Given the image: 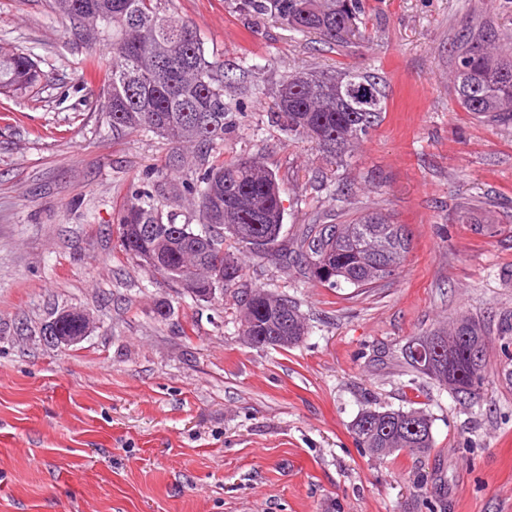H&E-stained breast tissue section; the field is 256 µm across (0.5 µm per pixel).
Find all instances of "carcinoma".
Returning <instances> with one entry per match:
<instances>
[{
    "label": "carcinoma",
    "instance_id": "carcinoma-1",
    "mask_svg": "<svg viewBox=\"0 0 512 512\" xmlns=\"http://www.w3.org/2000/svg\"><path fill=\"white\" fill-rule=\"evenodd\" d=\"M161 0H53L54 10L69 23L72 35L112 47V61L86 58L82 75L99 74L106 89L98 101L112 135L125 137L151 131L166 139L171 151L163 164L146 172L127 194L116 218L120 249L135 258L154 279L182 288L192 297L210 287L209 272L224 267V285L243 276L239 258L224 251L228 235L237 250L274 261L280 250L267 239L266 226L283 228L285 209L275 174L251 158L224 162L220 145L236 129L241 99L225 98L231 85L224 61L206 55L204 42L191 22L166 12ZM256 17L270 15L301 33H316L328 43L345 44L359 31L365 0H241ZM512 37L487 25L463 28L454 38L452 78L458 105L494 122L512 123V48L498 43ZM41 60L28 50L0 46V95H31L40 90L45 73ZM366 85L375 98L368 112L354 108L347 90ZM387 94L381 79L367 71L301 70L285 76L275 92L272 122L288 139H310L329 162L342 159L383 120ZM194 160L191 177L180 183L171 175ZM188 199L201 229L177 223L163 212L170 199ZM404 225L370 213L349 224H310L290 251L293 264L309 280L328 288L350 285L376 288L398 275L410 251ZM161 254L152 264L147 257ZM308 327L296 304L262 290L244 302L242 333L256 346L262 336L273 346L298 345ZM489 326L463 316L447 331L434 330L411 338L403 350L405 363L418 374L466 395L456 384L487 377L486 363L474 365L469 350L487 342ZM439 341L443 353L424 365L408 350ZM359 447L373 456L406 450L423 457L433 448L432 421L424 411L367 409L354 425Z\"/></svg>",
    "mask_w": 512,
    "mask_h": 512
}]
</instances>
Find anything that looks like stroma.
Listing matches in <instances>:
<instances>
[{"mask_svg":"<svg viewBox=\"0 0 512 512\" xmlns=\"http://www.w3.org/2000/svg\"><path fill=\"white\" fill-rule=\"evenodd\" d=\"M208 54L259 67L243 88L224 158L275 172L280 249L304 225L378 212L411 251L384 286L313 284L287 261L243 257L218 301L153 280L120 251L131 182L167 142L114 137L78 82L101 45L66 31L52 0H0V45L40 58L38 93L0 97V512H512V125L461 109L450 44L462 25L512 32V0H368L366 39L321 43L239 0H163ZM367 70L385 117L343 161L272 123L274 92L299 70ZM466 222H459V214ZM288 295L309 332L296 347L250 345L247 292ZM89 313L78 344L42 330ZM462 315L493 334L488 382L458 402L410 372L401 348ZM426 410L428 457H376L353 425L368 408ZM77 317V313L73 311H64L60 313L53 321H51L45 330L46 338L56 345L71 346L79 343L90 329V322L86 323V327L79 333L72 336H62L59 331V319Z\"/></svg>","mask_w":512,"mask_h":512,"instance_id":"35a3bbf8","label":"stroma"}]
</instances>
